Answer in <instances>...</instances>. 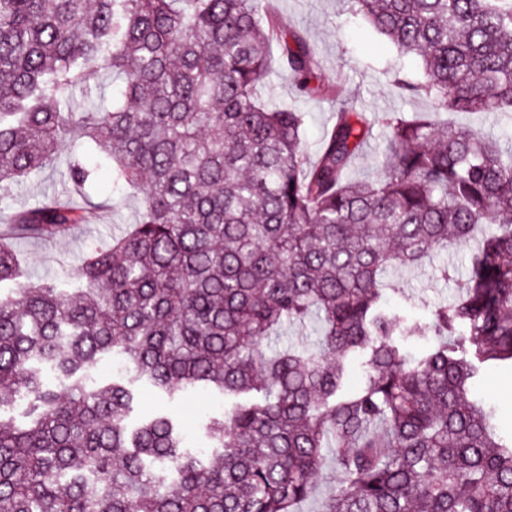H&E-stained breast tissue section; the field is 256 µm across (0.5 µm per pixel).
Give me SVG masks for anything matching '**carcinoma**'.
<instances>
[{
	"mask_svg": "<svg viewBox=\"0 0 512 512\" xmlns=\"http://www.w3.org/2000/svg\"><path fill=\"white\" fill-rule=\"evenodd\" d=\"M343 2L419 58L418 79L383 74L433 103L386 120L369 181L347 176L362 114L339 110L312 161L305 113L259 100L275 39L299 96L316 78L260 0H0V194L78 144L97 154L69 165L78 189L105 168L141 193L73 283L30 280L0 246V392L28 418L0 411V512H299L328 460L322 512H512V436L469 397L512 370V151L443 119L512 116V0ZM86 202L47 197L0 227L51 239L101 208ZM472 241L460 297L425 328L388 305L387 270ZM311 319L316 344L268 351ZM410 336L427 337L414 359ZM114 354L126 374L101 385ZM139 384L218 391L214 453L189 451L177 416L129 427Z\"/></svg>",
	"mask_w": 512,
	"mask_h": 512,
	"instance_id": "carcinoma-1",
	"label": "carcinoma"
}]
</instances>
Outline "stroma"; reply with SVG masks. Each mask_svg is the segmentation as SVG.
Listing matches in <instances>:
<instances>
[{"mask_svg":"<svg viewBox=\"0 0 512 512\" xmlns=\"http://www.w3.org/2000/svg\"><path fill=\"white\" fill-rule=\"evenodd\" d=\"M263 9L304 36L316 54L319 83L333 88L332 95L317 93L300 99L292 82L273 69L262 88L264 100L272 105H299L306 114L305 139L313 156L339 107L365 113L372 129L348 176L359 181L373 179L378 173L376 159L387 144L386 118L399 112L431 111L430 101L396 94L381 73L385 62L397 58L394 46L362 16L344 11L338 0H263ZM67 185L68 164L62 160L12 187L0 198V210L9 214L32 207L46 196L61 193ZM139 207L138 197L131 194L98 223L74 227L50 240L10 238L6 244L21 252L37 274L63 277L92 240L122 234L135 223ZM469 255V250L452 248L435 254L414 272L393 279L391 305L405 308L411 321L428 322L434 306L452 303L458 297L467 280ZM471 393L494 403L504 431L512 432V371L485 370ZM223 408L224 400L216 394L189 392L172 400L146 388L132 417L139 420L160 412L184 413L188 440L195 445L206 418Z\"/></svg>","mask_w":512,"mask_h":512,"instance_id":"obj_1","label":"stroma"}]
</instances>
